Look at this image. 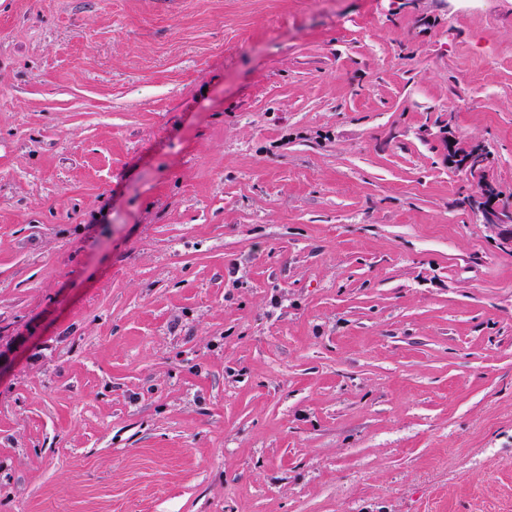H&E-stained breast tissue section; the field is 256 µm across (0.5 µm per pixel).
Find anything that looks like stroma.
<instances>
[{"label": "stroma", "instance_id": "1", "mask_svg": "<svg viewBox=\"0 0 512 512\" xmlns=\"http://www.w3.org/2000/svg\"><path fill=\"white\" fill-rule=\"evenodd\" d=\"M512 0H0V512H512ZM451 135H448V161L459 170H465L477 184V190L470 200L471 208L482 217V223L490 228L497 239L499 247L512 252V213L499 210L495 205L497 196L496 186L487 180L486 174L481 170L483 163L480 158L475 160L478 151L472 156H465L471 146H458Z\"/></svg>", "mask_w": 512, "mask_h": 512}]
</instances>
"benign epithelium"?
I'll use <instances>...</instances> for the list:
<instances>
[{"mask_svg":"<svg viewBox=\"0 0 512 512\" xmlns=\"http://www.w3.org/2000/svg\"><path fill=\"white\" fill-rule=\"evenodd\" d=\"M457 142L448 137V161L459 170L466 171L477 184V190L470 200L471 208L482 217V223L490 228L499 247L512 252V213L496 207V186L487 180L482 171L483 163L475 156H466L456 151Z\"/></svg>","mask_w":512,"mask_h":512,"instance_id":"7a95c632","label":"benign epithelium"}]
</instances>
